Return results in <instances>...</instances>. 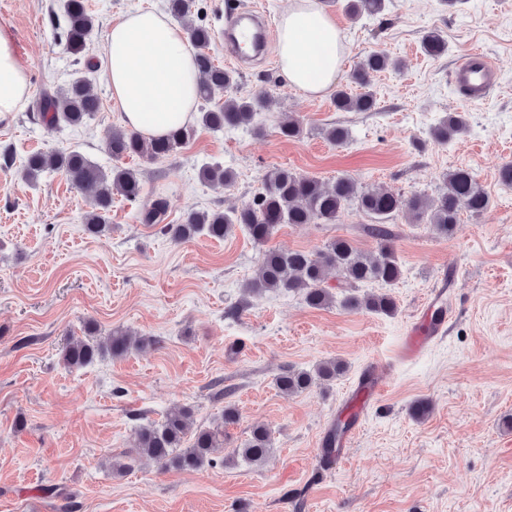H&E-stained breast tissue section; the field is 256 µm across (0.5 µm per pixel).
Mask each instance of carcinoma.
Wrapping results in <instances>:
<instances>
[{"mask_svg": "<svg viewBox=\"0 0 512 512\" xmlns=\"http://www.w3.org/2000/svg\"><path fill=\"white\" fill-rule=\"evenodd\" d=\"M387 0H345L344 11L353 21L377 16L386 9ZM195 0H168V11L181 23L186 37L196 50L199 71V100L210 104L200 112L198 122L205 128L218 131L251 123L254 114L264 107L260 94L249 97H231L237 87L236 73L224 69L205 52L213 39L212 29L192 19ZM51 24L59 30V44L72 55H81L88 48L95 33V20L85 0H63L62 17H52ZM422 48L430 57H440L447 44L437 30L422 37ZM401 64L382 50L373 51L362 58L350 74L349 83L336 90L334 102L341 112H372L376 108L373 93L367 90L370 74L399 69ZM39 117L49 125L64 123L81 126L100 110V99L92 94L87 83L75 79L59 88L55 94L45 95L37 104ZM466 127L459 113L446 115L433 130L434 138L446 143L461 134ZM195 126L185 124L165 136L147 137L133 129L115 130L106 144L112 159L126 157L157 159L169 156L186 145L195 134ZM303 128L298 120L290 118L278 125V134L288 141L300 139ZM24 178L35 182L44 173H60L90 200V210L83 216L87 231L104 236L112 231L108 214L113 195L119 194L129 202L141 199L142 185L134 171L119 164L106 170L78 150L34 152L25 162ZM200 177L209 184L227 186L234 180L232 171L220 165L205 166ZM444 188L432 199L415 196L410 206L417 219L430 226L433 233L443 239L456 237L462 229L460 209L472 215L483 214L490 206V197L473 172L467 168L448 171ZM405 205L401 195L391 190L364 191L356 179L340 176L330 186L309 175L297 174L288 168L270 172L263 189L251 202L225 213L219 210L188 213L182 224H162L166 202L157 198L141 210L144 224H162L163 233L176 241H190L200 235L222 240L240 227L247 231L254 243L265 244L282 224H334L349 207H355L372 219L368 232L380 240V249L374 256L359 251L346 239H334L316 253L304 251L279 252L265 250L261 254L258 276L246 285L249 293L267 290L300 292L308 306L319 308L333 301L335 295L325 285L324 273L328 268L342 272L344 287L350 289L342 299L344 308L355 311L367 309L385 315L396 310L394 299L388 294L357 295L352 290L364 283L391 285L400 275L401 268L392 245L389 221ZM157 340L151 336H137L122 328L110 330L100 336L97 327L87 329L82 337H70L62 347L60 356L68 367H84L106 355L117 359L134 348L152 346ZM345 366L340 361L319 364L314 371L290 369L276 378V386L288 394L310 389L320 381H330L341 375ZM191 411L175 408L159 423L140 427L136 444L124 461L113 465L123 474L142 459H150L164 469L196 471L204 467L224 465L216 451L224 447V426L239 419L236 406L224 407L223 424L200 427L189 432ZM354 423L351 417H340L329 432L324 448L329 455L341 435ZM274 448L271 431L255 427L243 447L234 454L249 465L265 461Z\"/></svg>", "mask_w": 512, "mask_h": 512, "instance_id": "1", "label": "carcinoma"}]
</instances>
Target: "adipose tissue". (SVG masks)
Here are the masks:
<instances>
[{
  "instance_id": "ef3b65f1",
  "label": "adipose tissue",
  "mask_w": 512,
  "mask_h": 512,
  "mask_svg": "<svg viewBox=\"0 0 512 512\" xmlns=\"http://www.w3.org/2000/svg\"><path fill=\"white\" fill-rule=\"evenodd\" d=\"M278 31L279 66L289 85L307 96L325 95L336 84L346 46L319 0H292ZM99 59L128 126L157 137L192 120L199 84L195 51L168 16L151 9L128 13L113 24ZM29 90L28 71L0 28V119L22 109Z\"/></svg>"
}]
</instances>
